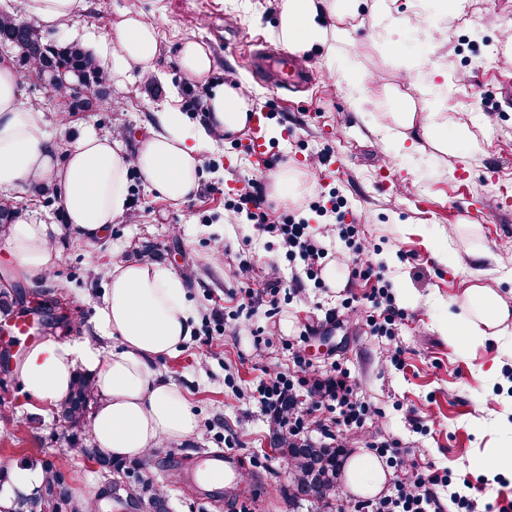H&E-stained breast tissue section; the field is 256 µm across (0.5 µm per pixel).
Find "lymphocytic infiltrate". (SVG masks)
Here are the masks:
<instances>
[{"label":"lymphocytic infiltrate","instance_id":"obj_1","mask_svg":"<svg viewBox=\"0 0 512 512\" xmlns=\"http://www.w3.org/2000/svg\"><path fill=\"white\" fill-rule=\"evenodd\" d=\"M269 208L262 186L256 183L250 192L240 196L237 203L228 205V221L237 223L244 214L253 223L267 224ZM267 226L269 232L281 237L289 255L302 259L306 277L318 287L323 284L320 273L330 256L333 242H344L352 257L348 266L349 279L373 284L366 297V308H358L350 300L343 303L355 325L391 336L407 319V311L395 305L389 292L391 283L382 271L372 264L359 263V256L369 252L371 243L360 236L355 225L331 224L318 237L310 233L308 224L289 217L282 223ZM304 395L310 399L306 408L300 405ZM258 397L276 428L280 444L288 447L307 444L309 427H323L321 411L334 413L335 423L340 428L336 445L340 448L349 447L366 420L376 414L372 406L357 399L349 372L339 367L297 379L276 374L259 386ZM371 448L380 456L389 457L394 472L388 494L366 502L367 512H445L447 503L437 492L441 480L439 473L420 466L413 449L384 441L372 443Z\"/></svg>","mask_w":512,"mask_h":512}]
</instances>
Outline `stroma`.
Segmentation results:
<instances>
[{"instance_id":"obj_1","label":"stroma","mask_w":512,"mask_h":512,"mask_svg":"<svg viewBox=\"0 0 512 512\" xmlns=\"http://www.w3.org/2000/svg\"><path fill=\"white\" fill-rule=\"evenodd\" d=\"M84 11L65 27L45 26L50 43L92 45L110 40L112 25L126 12L156 25L159 54L151 80L134 72L106 82L97 111L73 115L58 124L67 105L50 96L34 76L19 79V98L43 112L52 139L67 140L91 128L120 137L135 151L158 112L179 107L190 122L203 121L185 94L186 76L178 63L184 39L205 44L217 60L200 93L234 71L253 109L266 112L265 165H258L237 132L214 135L201 152L200 188L186 201L164 199L137 175L129 177L131 206L116 218L108 236L88 244L62 233V259L46 283L72 300L74 314L53 328L49 339L91 341L103 350L118 338L102 339L93 331L103 305V270L113 262H131L147 247L156 262L187 275V300L196 313L191 338L174 355L155 361L158 370L182 389L197 417L194 435L182 444H165L141 458L140 477L152 480L169 499L171 512H226L223 499L200 497L186 485L179 459L197 458L203 450L238 452L241 474L264 481L237 512H311L290 506L285 490L291 473L272 445L256 389L278 372L299 376L289 343L301 346L314 368H347L359 398L381 411L366 422L360 440L398 441L414 448L420 464L442 472L468 471L476 476L468 498L512 512V471L483 466L496 448H512V323L498 336L460 344L445 332L460 318L464 289L490 288L512 308V206L474 223L466 211L498 188L512 191V107L503 93L512 87V0H459L448 15L430 11L425 24H413L417 0H360L357 15L328 14L327 27L341 26L348 41L336 53L300 55L317 72L314 86L294 102L276 99L252 77L245 56L255 37H270L280 17L278 0H85ZM432 75L434 89L416 88L415 73ZM351 82L375 86L379 95L356 106L347 95ZM413 101L418 115L449 113L469 127L484 147L443 153L424 138L398 130L384 142L381 113L398 111L401 96ZM325 153V164L312 163ZM298 170L308 191L284 200L296 218L321 235L334 221L331 208L343 198L345 221H358L373 245L366 261L383 266L398 307L409 313L392 336H374L342 323L341 301L347 291L363 296V286L317 288L294 281L303 269L288 257L278 237L250 223L229 224L224 206L257 181L271 187L282 167ZM19 218L33 224H60L58 201H46L20 185L5 192ZM253 268L254 284L277 276V306L250 302L243 284L230 271L240 260ZM291 322L283 331V322ZM266 339L255 353V338ZM399 349V365L382 354ZM34 401L20 378L0 360V467H22L42 460L61 472L75 494L95 498L103 479L74 449L60 446V427L50 411L39 413L38 430L26 427L36 414Z\"/></svg>"}]
</instances>
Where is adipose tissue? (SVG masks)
I'll use <instances>...</instances> for the list:
<instances>
[{"mask_svg": "<svg viewBox=\"0 0 512 512\" xmlns=\"http://www.w3.org/2000/svg\"><path fill=\"white\" fill-rule=\"evenodd\" d=\"M358 0H282L273 39L284 48L308 53L344 42L347 32L324 24L325 13L355 14ZM158 54L154 25L135 14H124L115 26L112 67L117 71L153 72ZM253 103L240 89L218 85L207 97L206 119L187 127L182 112L158 113L139 149L126 151L122 141L93 129L73 140L53 141L43 112L23 106L18 77L9 61H0V191L23 182L48 180L63 189L64 225L32 224L22 219L0 227L6 250L0 265L29 282L49 277L60 260L56 239L63 229L92 243L103 237L128 204V179L138 174L172 202L186 200L199 188L200 152L214 133H235L249 119ZM423 137L437 150L450 152L481 142L465 127L453 125L444 112L425 117ZM64 165H57L58 154ZM187 280L153 261L113 265L108 291L95 331L118 336L120 346L103 353L90 343L48 340L14 359L12 368L28 394L51 408L68 394L77 368L90 374L98 402L90 416L93 440L113 456L141 458L162 443L192 436L197 423L187 410L182 390L153 367L156 357L177 351L193 334L195 316L185 302ZM463 313L452 337L485 340L512 318L489 289L478 284L463 292ZM390 476L367 454L350 458L347 482L361 495L379 493Z\"/></svg>", "mask_w": 512, "mask_h": 512, "instance_id": "1", "label": "adipose tissue"}]
</instances>
